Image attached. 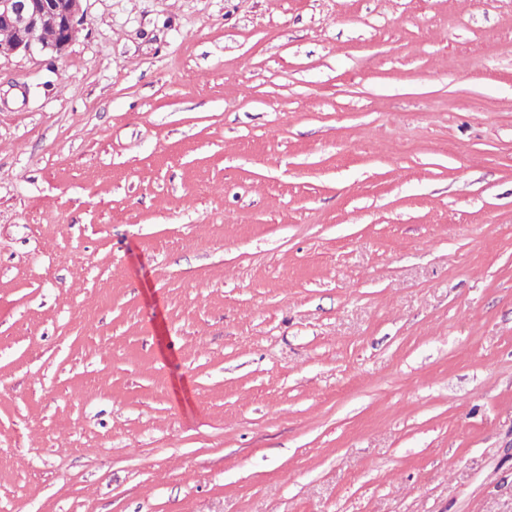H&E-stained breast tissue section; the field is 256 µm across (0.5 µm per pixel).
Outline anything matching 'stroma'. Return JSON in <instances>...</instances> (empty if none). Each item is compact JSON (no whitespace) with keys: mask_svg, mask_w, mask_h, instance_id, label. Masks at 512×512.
Segmentation results:
<instances>
[{"mask_svg":"<svg viewBox=\"0 0 512 512\" xmlns=\"http://www.w3.org/2000/svg\"><path fill=\"white\" fill-rule=\"evenodd\" d=\"M0 57V512H512V0H84Z\"/></svg>","mask_w":512,"mask_h":512,"instance_id":"35a3bbf8","label":"stroma"}]
</instances>
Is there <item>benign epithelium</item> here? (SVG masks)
I'll return each instance as SVG.
<instances>
[{
  "label": "benign epithelium",
  "mask_w": 512,
  "mask_h": 512,
  "mask_svg": "<svg viewBox=\"0 0 512 512\" xmlns=\"http://www.w3.org/2000/svg\"><path fill=\"white\" fill-rule=\"evenodd\" d=\"M83 0H0V56H60L83 26Z\"/></svg>",
  "instance_id": "1"
}]
</instances>
